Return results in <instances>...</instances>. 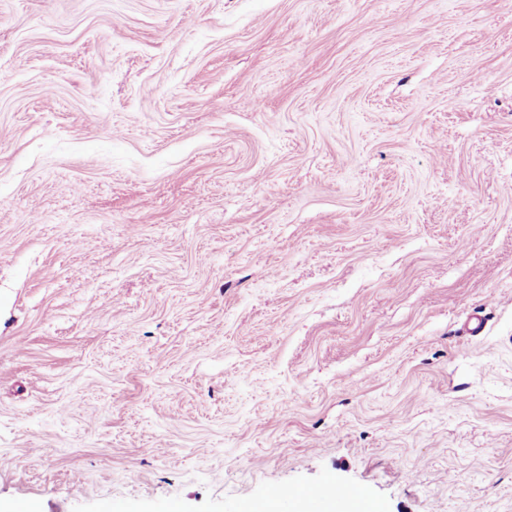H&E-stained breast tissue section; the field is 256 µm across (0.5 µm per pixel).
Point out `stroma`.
<instances>
[{"mask_svg": "<svg viewBox=\"0 0 512 512\" xmlns=\"http://www.w3.org/2000/svg\"><path fill=\"white\" fill-rule=\"evenodd\" d=\"M1 455L5 510L512 512V0H0Z\"/></svg>", "mask_w": 512, "mask_h": 512, "instance_id": "stroma-1", "label": "stroma"}]
</instances>
